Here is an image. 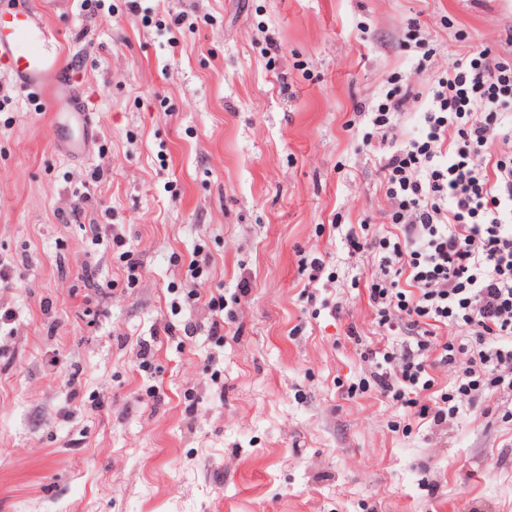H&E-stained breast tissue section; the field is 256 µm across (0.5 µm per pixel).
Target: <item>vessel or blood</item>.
Returning a JSON list of instances; mask_svg holds the SVG:
<instances>
[{"label":"vessel or blood","mask_w":512,"mask_h":512,"mask_svg":"<svg viewBox=\"0 0 512 512\" xmlns=\"http://www.w3.org/2000/svg\"><path fill=\"white\" fill-rule=\"evenodd\" d=\"M0 64L20 88L46 94L50 111L68 113L73 124L85 126L87 116L70 92L74 77L63 59L60 37L42 13L0 0Z\"/></svg>","instance_id":"vessel-or-blood-1"}]
</instances>
